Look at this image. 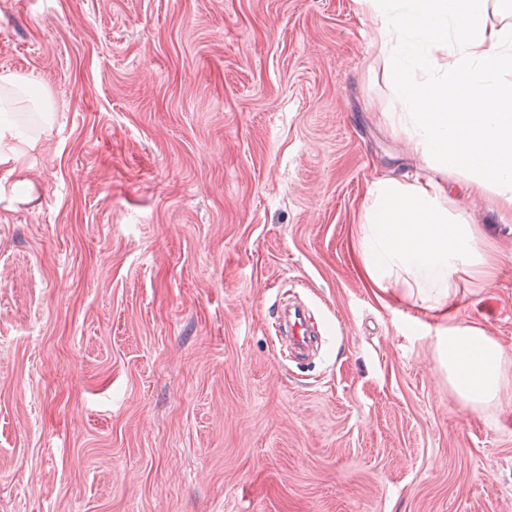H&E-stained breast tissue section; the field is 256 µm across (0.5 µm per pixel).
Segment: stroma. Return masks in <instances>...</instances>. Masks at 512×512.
Returning a JSON list of instances; mask_svg holds the SVG:
<instances>
[{
	"label": "stroma",
	"mask_w": 512,
	"mask_h": 512,
	"mask_svg": "<svg viewBox=\"0 0 512 512\" xmlns=\"http://www.w3.org/2000/svg\"><path fill=\"white\" fill-rule=\"evenodd\" d=\"M1 73L57 116L37 200L0 183V512H512V396L462 406L355 262L411 169L358 0H0ZM483 250L461 304L512 353Z\"/></svg>",
	"instance_id": "obj_1"
}]
</instances>
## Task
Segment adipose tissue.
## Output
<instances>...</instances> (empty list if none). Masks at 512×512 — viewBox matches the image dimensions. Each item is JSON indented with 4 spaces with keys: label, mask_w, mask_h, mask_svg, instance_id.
Wrapping results in <instances>:
<instances>
[{
    "label": "adipose tissue",
    "mask_w": 512,
    "mask_h": 512,
    "mask_svg": "<svg viewBox=\"0 0 512 512\" xmlns=\"http://www.w3.org/2000/svg\"><path fill=\"white\" fill-rule=\"evenodd\" d=\"M391 97L379 114L415 160L411 176L376 179L363 205L355 254L385 306L408 303L441 331L435 372L471 410L501 400L508 382L501 343L469 322L457 279L486 266L487 236L450 208L448 187L512 217V23L486 20L487 0H360ZM33 79L0 75V174L36 191L25 154L54 118Z\"/></svg>",
    "instance_id": "ef3b65f1"
}]
</instances>
